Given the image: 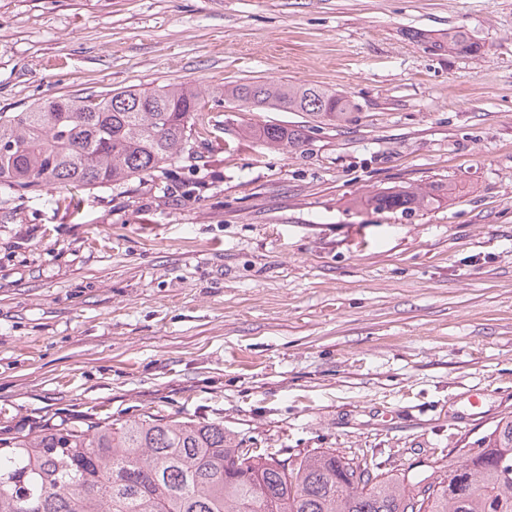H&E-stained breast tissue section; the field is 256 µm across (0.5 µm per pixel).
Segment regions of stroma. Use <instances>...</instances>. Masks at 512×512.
<instances>
[{
  "label": "stroma",
  "mask_w": 512,
  "mask_h": 512,
  "mask_svg": "<svg viewBox=\"0 0 512 512\" xmlns=\"http://www.w3.org/2000/svg\"><path fill=\"white\" fill-rule=\"evenodd\" d=\"M451 28L479 51L438 48ZM272 80L353 108L329 125L222 96ZM162 84L210 93L194 154L0 195L1 435L209 419L261 453L420 476L512 414V0H0V112ZM265 122L303 147L241 132ZM429 185L455 192L353 204ZM249 133L267 148H300L305 140L304 132L280 124L250 126ZM441 190L438 187L436 189L431 188V190L429 188L423 192H414L405 188L394 189L369 196L364 200H356L354 203L367 208L372 207L374 210L412 212L413 210L427 207L434 202L436 200L434 197H439V193L436 195L435 192H440Z\"/></svg>",
  "instance_id": "1"
}]
</instances>
